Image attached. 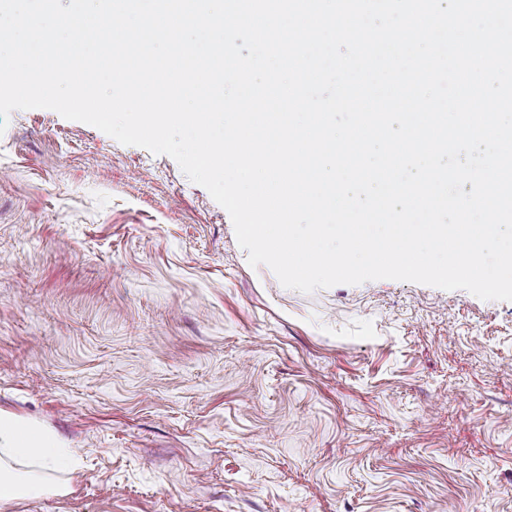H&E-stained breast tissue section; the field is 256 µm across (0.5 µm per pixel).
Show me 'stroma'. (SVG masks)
Listing matches in <instances>:
<instances>
[{
    "mask_svg": "<svg viewBox=\"0 0 512 512\" xmlns=\"http://www.w3.org/2000/svg\"><path fill=\"white\" fill-rule=\"evenodd\" d=\"M169 156L0 135V411L75 449L0 512H512V301L251 267Z\"/></svg>",
    "mask_w": 512,
    "mask_h": 512,
    "instance_id": "stroma-1",
    "label": "stroma"
}]
</instances>
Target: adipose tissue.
<instances>
[{
	"label": "adipose tissue",
	"instance_id": "adipose-tissue-1",
	"mask_svg": "<svg viewBox=\"0 0 512 512\" xmlns=\"http://www.w3.org/2000/svg\"><path fill=\"white\" fill-rule=\"evenodd\" d=\"M74 451L54 446L35 426L0 412V507L56 493L50 473L72 471Z\"/></svg>",
	"mask_w": 512,
	"mask_h": 512
}]
</instances>
